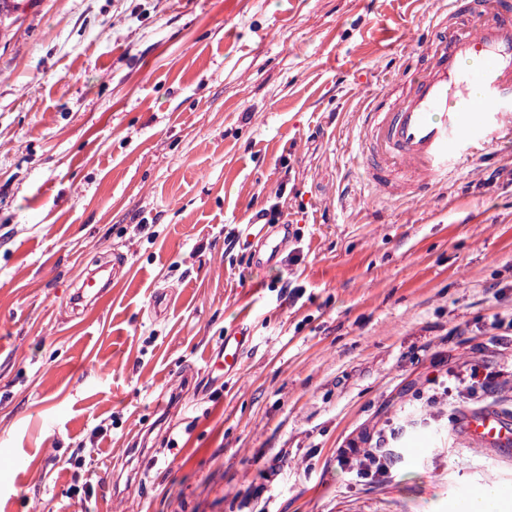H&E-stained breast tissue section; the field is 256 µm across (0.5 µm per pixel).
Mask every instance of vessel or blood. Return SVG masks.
<instances>
[{
    "instance_id": "vessel-or-blood-1",
    "label": "vessel or blood",
    "mask_w": 512,
    "mask_h": 512,
    "mask_svg": "<svg viewBox=\"0 0 512 512\" xmlns=\"http://www.w3.org/2000/svg\"><path fill=\"white\" fill-rule=\"evenodd\" d=\"M438 34L396 97L373 98L361 115L359 155L364 185L389 199H421L446 182L461 161L491 144H512V0H448L436 19ZM260 265L277 260L288 227L257 225L249 233ZM111 280L96 269L80 280L89 299L102 297ZM247 330L225 335L210 367L215 379L236 372L249 349ZM470 444L512 447V415L494 405L459 416L452 424Z\"/></svg>"
}]
</instances>
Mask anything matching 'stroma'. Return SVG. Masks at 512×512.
<instances>
[{
  "label": "stroma",
  "instance_id": "obj_1",
  "mask_svg": "<svg viewBox=\"0 0 512 512\" xmlns=\"http://www.w3.org/2000/svg\"><path fill=\"white\" fill-rule=\"evenodd\" d=\"M448 0H36L0 37V512H459L512 451L423 408L462 362L512 410V147L423 200L353 157ZM279 204L290 240L253 262ZM120 259L99 301L77 276ZM298 289L297 302L282 296ZM171 297L159 300L162 291ZM247 325L238 374L208 359ZM402 424L385 478L341 448ZM91 481L93 496L72 486ZM269 224H258L257 219H252L248 224V230L256 229V233H249L247 237L255 243L254 258L260 265H272L277 260L280 252L288 242V224H279L282 211L279 204L273 205L271 209L264 212Z\"/></svg>",
  "mask_w": 512,
  "mask_h": 512
}]
</instances>
